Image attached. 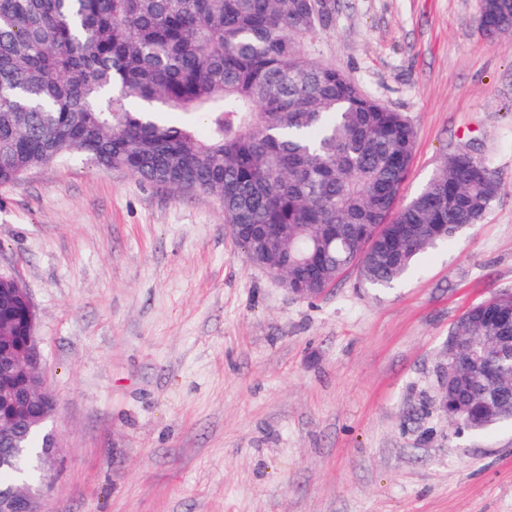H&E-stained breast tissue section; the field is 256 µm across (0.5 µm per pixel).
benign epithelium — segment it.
I'll list each match as a JSON object with an SVG mask.
<instances>
[{
    "mask_svg": "<svg viewBox=\"0 0 512 512\" xmlns=\"http://www.w3.org/2000/svg\"><path fill=\"white\" fill-rule=\"evenodd\" d=\"M19 300L28 310L24 320L23 336L0 335V396L7 402L5 413H0V447L12 448L8 454L0 453V468L12 466L23 454L20 445H11L15 433L24 429L30 420V410L38 406L42 418L52 415L56 408L54 395L49 391L42 370V357L37 343V314L35 305L25 288H3L0 302ZM512 350V341L500 336H450L447 341V361L438 368L437 406L448 413V396L466 378V367L482 351ZM489 387L495 391L486 395L472 411V416L490 420L507 405L503 398L512 396V379L503 376L487 378ZM57 441L49 435L46 447L41 449L37 459V470L42 477L48 476L56 458ZM43 484L33 486L21 483L6 490L0 489V512H41L37 502L42 494Z\"/></svg>",
    "mask_w": 512,
    "mask_h": 512,
    "instance_id": "1",
    "label": "benign epithelium"
}]
</instances>
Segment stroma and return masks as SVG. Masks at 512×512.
<instances>
[{
	"label": "stroma",
	"instance_id": "35a3bbf8",
	"mask_svg": "<svg viewBox=\"0 0 512 512\" xmlns=\"http://www.w3.org/2000/svg\"><path fill=\"white\" fill-rule=\"evenodd\" d=\"M315 44L413 123L400 204L460 149L495 201L400 288L303 300L208 196L77 157L0 186L57 400L40 512H512V421L459 434L435 405L452 326L512 292V31L478 0H336Z\"/></svg>",
	"mask_w": 512,
	"mask_h": 512
}]
</instances>
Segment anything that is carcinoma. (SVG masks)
<instances>
[{
    "instance_id": "obj_1",
    "label": "carcinoma",
    "mask_w": 512,
    "mask_h": 512,
    "mask_svg": "<svg viewBox=\"0 0 512 512\" xmlns=\"http://www.w3.org/2000/svg\"><path fill=\"white\" fill-rule=\"evenodd\" d=\"M330 3L0 0V186L83 156L218 200L250 263L309 296L351 272L395 286L499 183L445 161L396 209L416 130L303 50ZM481 399L474 378L454 397L465 417Z\"/></svg>"
}]
</instances>
